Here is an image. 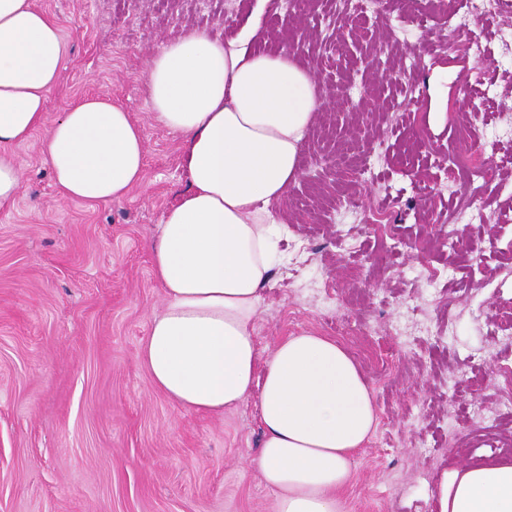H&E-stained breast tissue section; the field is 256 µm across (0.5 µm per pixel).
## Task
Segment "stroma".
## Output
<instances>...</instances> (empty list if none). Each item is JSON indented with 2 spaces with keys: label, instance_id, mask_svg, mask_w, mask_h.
Returning <instances> with one entry per match:
<instances>
[{
  "label": "stroma",
  "instance_id": "35a3bbf8",
  "mask_svg": "<svg viewBox=\"0 0 512 512\" xmlns=\"http://www.w3.org/2000/svg\"><path fill=\"white\" fill-rule=\"evenodd\" d=\"M67 51L47 119L84 96L127 112L146 182L109 204L64 198L41 152L15 145L21 188L0 207V512H274L261 476L256 398L216 417L152 384L140 346L163 292L148 243L189 189L179 139L158 128L148 59L198 29L254 50L303 42L324 102L283 223L256 322L258 357L281 338L328 336L354 359L378 427L353 459L345 512H430L449 462L512 439L468 417L512 389V0H478L448 33L443 0H380L335 24L333 0H35ZM486 47L473 54L472 44ZM474 156L473 187L447 157ZM358 190L381 211L355 214ZM470 202L482 220L452 214ZM451 298L440 308L436 297Z\"/></svg>",
  "mask_w": 512,
  "mask_h": 512
}]
</instances>
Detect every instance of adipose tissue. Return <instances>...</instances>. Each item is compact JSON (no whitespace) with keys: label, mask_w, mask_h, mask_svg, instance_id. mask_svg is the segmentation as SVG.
<instances>
[{"label":"adipose tissue","mask_w":512,"mask_h":512,"mask_svg":"<svg viewBox=\"0 0 512 512\" xmlns=\"http://www.w3.org/2000/svg\"><path fill=\"white\" fill-rule=\"evenodd\" d=\"M239 25L224 40L189 32L147 61L154 117L183 143L190 190L149 245L164 304L141 357L156 389L186 411L220 415L257 396L258 464L276 512H343L353 456L377 427L364 378L327 336L285 337L263 363L255 342L280 224L270 204L298 180L301 142L324 102L295 54L251 50L255 16ZM65 55L58 26L32 0H0V205L20 189L12 147L41 129L68 199L119 201L145 179L142 131L111 100L78 99L45 125ZM431 512H512V461L450 466Z\"/></svg>","instance_id":"1"}]
</instances>
